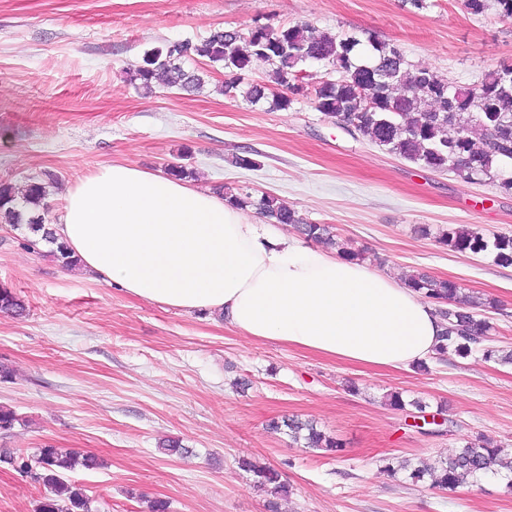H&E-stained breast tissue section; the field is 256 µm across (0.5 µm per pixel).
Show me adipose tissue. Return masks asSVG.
<instances>
[{
	"instance_id": "obj_1",
	"label": "adipose tissue",
	"mask_w": 512,
	"mask_h": 512,
	"mask_svg": "<svg viewBox=\"0 0 512 512\" xmlns=\"http://www.w3.org/2000/svg\"><path fill=\"white\" fill-rule=\"evenodd\" d=\"M48 230L89 279L251 339L370 368L438 355L441 319L418 292L167 174L103 166L67 191Z\"/></svg>"
}]
</instances>
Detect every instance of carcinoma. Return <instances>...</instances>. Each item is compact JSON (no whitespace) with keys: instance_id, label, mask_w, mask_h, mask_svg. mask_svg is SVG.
Segmentation results:
<instances>
[{"instance_id":"cac0c4a2","label":"carcinoma","mask_w":512,"mask_h":512,"mask_svg":"<svg viewBox=\"0 0 512 512\" xmlns=\"http://www.w3.org/2000/svg\"><path fill=\"white\" fill-rule=\"evenodd\" d=\"M181 50L166 42L146 50L129 80L149 94L156 85L199 89L200 75L186 72L185 59H203L221 65L232 78L220 85L227 97L244 94L258 103L271 99L274 110H286L299 95L298 84L305 83L301 65L322 62L337 77L313 87V104L325 117L342 121L353 132L387 152L435 171H448L470 183L493 184L500 193L512 194V69L485 74L473 85H459L428 68H410L399 46L368 35L361 40L340 33L315 35L307 23L288 27L260 25L242 35L237 30H217L199 42L181 41ZM255 60L270 65L264 83L241 91L236 79ZM286 89L288 96L268 97L266 91ZM224 197L240 208H253L275 224L292 225L306 238L334 247L350 260L360 253L336 240L325 224H311L295 208L278 197H255L232 187H223ZM47 186L30 181L23 192L0 181V223L26 224L37 232L42 227ZM439 243L458 253L483 254L501 267H512V236L488 237L469 227L452 225L442 231ZM408 285L423 298L438 305L444 324L443 344L438 355L452 351L459 357L480 352L488 361H512V353L485 345L492 325L484 312L495 301L464 294L456 282L437 279L423 272L405 276ZM24 302L11 290L0 288V312L20 316ZM288 429L293 440L308 448L335 451L337 440L318 430L311 421L287 418L272 422L271 429ZM0 462H6L30 481L44 488L36 512H92L86 489L68 479L76 467L94 470L102 465L92 453L70 451L52 445L38 449L33 456L0 448ZM240 466L253 473L254 485L270 496L268 512H278L276 499L288 493L278 470L257 466L243 459ZM493 474L507 479L512 488V452L485 439L465 442L446 458L422 459L409 478L420 482L430 478L440 490L478 482Z\"/></svg>"}]
</instances>
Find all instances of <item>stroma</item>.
<instances>
[{"instance_id":"1","label":"stroma","mask_w":512,"mask_h":512,"mask_svg":"<svg viewBox=\"0 0 512 512\" xmlns=\"http://www.w3.org/2000/svg\"><path fill=\"white\" fill-rule=\"evenodd\" d=\"M430 2L418 11L405 0H0V181L48 183L50 224L71 186L114 162L150 172L182 165L205 191L268 192L329 225L377 271L419 270L496 299L490 338L512 350V267L437 239L451 224L512 235V195L392 155L309 98L276 111L226 97L217 90L223 69L201 60L183 64L205 80L194 92L146 94L128 77L150 47L258 22L370 32L460 85L512 68V19L493 6L474 15L464 0ZM243 152L256 168L232 165ZM29 239L0 224V285L26 306L20 316L0 313V363L12 371L0 380V405L18 417L0 448L96 454L100 468L70 475L92 512H148L157 498L171 512H266L242 457L281 472V512H512L501 478L448 492L403 469L478 436L512 452V364L478 353L448 354L426 373L342 363L130 297L30 249ZM393 391L406 409L389 405ZM417 399L443 414L442 431L417 427ZM293 416L314 420L342 451L270 429ZM167 439L182 453H160ZM387 458L398 474L384 469ZM43 494L0 463V512H35Z\"/></svg>"}]
</instances>
